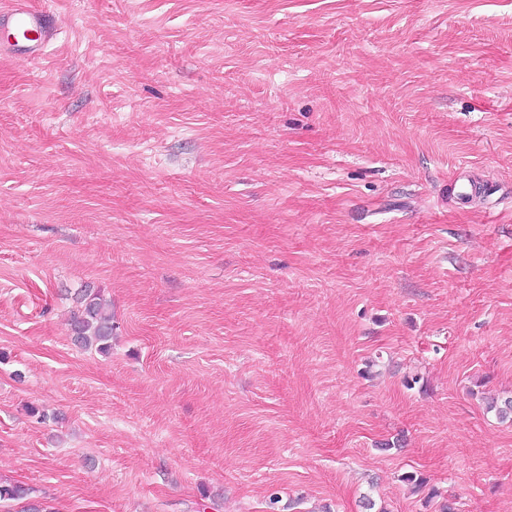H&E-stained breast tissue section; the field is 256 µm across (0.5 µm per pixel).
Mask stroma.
I'll list each match as a JSON object with an SVG mask.
<instances>
[{
    "label": "stroma",
    "instance_id": "stroma-1",
    "mask_svg": "<svg viewBox=\"0 0 512 512\" xmlns=\"http://www.w3.org/2000/svg\"><path fill=\"white\" fill-rule=\"evenodd\" d=\"M25 2L56 31L0 54V482L512 512V0ZM77 310L71 316V337L81 348H95L107 354L112 348V314L98 291L81 288L75 293Z\"/></svg>",
    "mask_w": 512,
    "mask_h": 512
}]
</instances>
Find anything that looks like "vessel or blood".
Wrapping results in <instances>:
<instances>
[{
	"label": "vessel or blood",
	"instance_id": "vessel-or-blood-1",
	"mask_svg": "<svg viewBox=\"0 0 512 512\" xmlns=\"http://www.w3.org/2000/svg\"><path fill=\"white\" fill-rule=\"evenodd\" d=\"M0 31L11 37L10 42L0 41V52L9 48L30 57L40 55L54 35L47 13L31 9L24 0H12L8 10L0 9Z\"/></svg>",
	"mask_w": 512,
	"mask_h": 512
}]
</instances>
